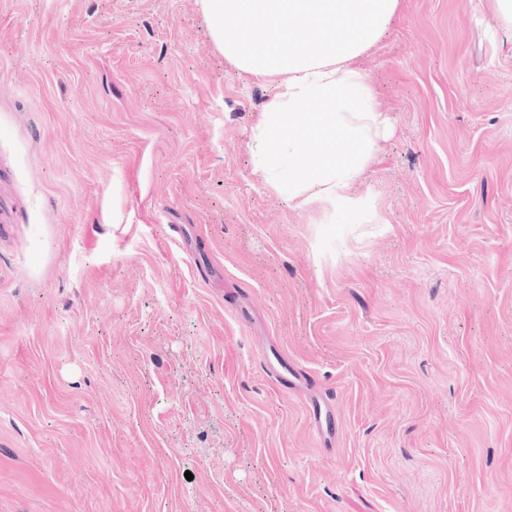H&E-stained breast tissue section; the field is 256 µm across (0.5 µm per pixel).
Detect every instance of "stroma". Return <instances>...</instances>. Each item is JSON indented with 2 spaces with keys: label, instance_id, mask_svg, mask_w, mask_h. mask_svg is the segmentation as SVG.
Wrapping results in <instances>:
<instances>
[{
  "label": "stroma",
  "instance_id": "35a3bbf8",
  "mask_svg": "<svg viewBox=\"0 0 512 512\" xmlns=\"http://www.w3.org/2000/svg\"><path fill=\"white\" fill-rule=\"evenodd\" d=\"M364 64L384 221L329 224L201 0H0V512H512V30L401 0Z\"/></svg>",
  "mask_w": 512,
  "mask_h": 512
}]
</instances>
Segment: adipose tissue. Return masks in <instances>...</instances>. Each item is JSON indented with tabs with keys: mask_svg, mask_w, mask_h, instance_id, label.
<instances>
[{
	"mask_svg": "<svg viewBox=\"0 0 512 512\" xmlns=\"http://www.w3.org/2000/svg\"><path fill=\"white\" fill-rule=\"evenodd\" d=\"M401 0H203L214 41L247 82L271 85L249 149L264 189L329 220L381 223L363 186L389 126L361 59Z\"/></svg>",
	"mask_w": 512,
	"mask_h": 512,
	"instance_id": "obj_1",
	"label": "adipose tissue"
}]
</instances>
